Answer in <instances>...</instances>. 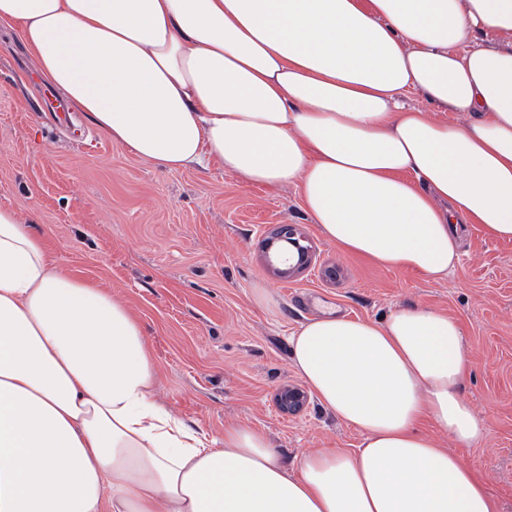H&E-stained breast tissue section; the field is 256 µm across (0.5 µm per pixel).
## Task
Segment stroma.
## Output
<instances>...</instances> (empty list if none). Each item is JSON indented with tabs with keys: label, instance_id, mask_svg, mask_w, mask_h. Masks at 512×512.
Here are the masks:
<instances>
[{
	"label": "stroma",
	"instance_id": "35a3bbf8",
	"mask_svg": "<svg viewBox=\"0 0 512 512\" xmlns=\"http://www.w3.org/2000/svg\"><path fill=\"white\" fill-rule=\"evenodd\" d=\"M18 28H0V206L32 223L73 274L101 282L138 317L157 365L158 403L221 439L245 423L288 466L313 448H357L360 435L316 396L296 414L277 395L302 386L291 336L317 313L380 320L419 306L459 321L469 349L461 392L487 434L463 461L496 512H512V241L457 227L460 261L433 281L341 250L321 235L295 187L245 184L212 164L167 172L105 138L48 124L39 107L72 111L42 81ZM276 224H296L314 263L278 279L261 255Z\"/></svg>",
	"mask_w": 512,
	"mask_h": 512
}]
</instances>
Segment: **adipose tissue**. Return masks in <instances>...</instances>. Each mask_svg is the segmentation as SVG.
Wrapping results in <instances>:
<instances>
[{"label":"adipose tissue","mask_w":512,"mask_h":512,"mask_svg":"<svg viewBox=\"0 0 512 512\" xmlns=\"http://www.w3.org/2000/svg\"><path fill=\"white\" fill-rule=\"evenodd\" d=\"M14 24L112 142L164 171L294 186L344 251L441 280L452 225L512 240V0H0ZM291 344L361 436L293 470L255 428L217 442L160 407L129 308L0 207V512H495L457 454L485 427L455 319L322 316Z\"/></svg>","instance_id":"ef3b65f1"}]
</instances>
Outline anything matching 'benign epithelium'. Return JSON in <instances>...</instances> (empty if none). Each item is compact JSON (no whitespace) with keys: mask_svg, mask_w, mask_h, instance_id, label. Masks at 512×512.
Here are the masks:
<instances>
[{"mask_svg":"<svg viewBox=\"0 0 512 512\" xmlns=\"http://www.w3.org/2000/svg\"><path fill=\"white\" fill-rule=\"evenodd\" d=\"M313 254L311 242L294 224H278L264 239L263 259L279 278H291L309 267ZM307 400L303 389L288 386L281 391L278 403L282 410L293 413L300 410Z\"/></svg>","mask_w":512,"mask_h":512,"instance_id":"obj_1","label":"benign epithelium"}]
</instances>
